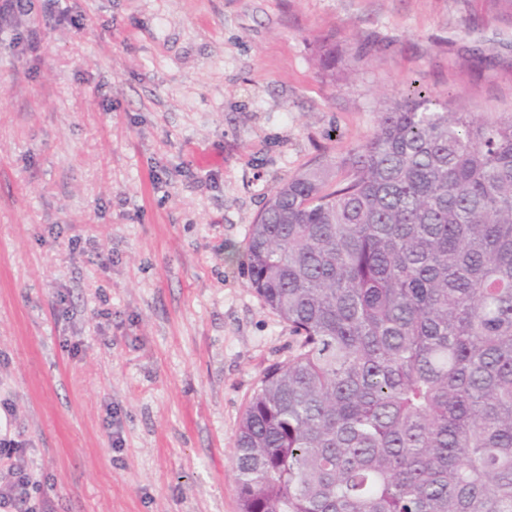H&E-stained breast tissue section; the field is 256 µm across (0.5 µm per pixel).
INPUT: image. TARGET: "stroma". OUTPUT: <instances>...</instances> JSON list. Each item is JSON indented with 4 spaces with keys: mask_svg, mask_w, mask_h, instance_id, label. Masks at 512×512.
Masks as SVG:
<instances>
[{
    "mask_svg": "<svg viewBox=\"0 0 512 512\" xmlns=\"http://www.w3.org/2000/svg\"><path fill=\"white\" fill-rule=\"evenodd\" d=\"M418 83L512 118V15L33 0L0 18V433L26 441L45 512H237L238 422L294 341L248 285L250 226ZM338 45L336 44V37L329 36L324 38L320 44V65L321 69L327 72V76L331 80L336 81V64L339 61V56L336 53Z\"/></svg>",
    "mask_w": 512,
    "mask_h": 512,
    "instance_id": "stroma-1",
    "label": "stroma"
}]
</instances>
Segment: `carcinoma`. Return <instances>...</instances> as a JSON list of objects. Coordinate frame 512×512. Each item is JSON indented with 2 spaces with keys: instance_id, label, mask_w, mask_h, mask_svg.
I'll return each mask as SVG.
<instances>
[{
  "instance_id": "1",
  "label": "carcinoma",
  "mask_w": 512,
  "mask_h": 512,
  "mask_svg": "<svg viewBox=\"0 0 512 512\" xmlns=\"http://www.w3.org/2000/svg\"><path fill=\"white\" fill-rule=\"evenodd\" d=\"M241 257L296 345L238 423V512H512V119L413 89Z\"/></svg>"
}]
</instances>
